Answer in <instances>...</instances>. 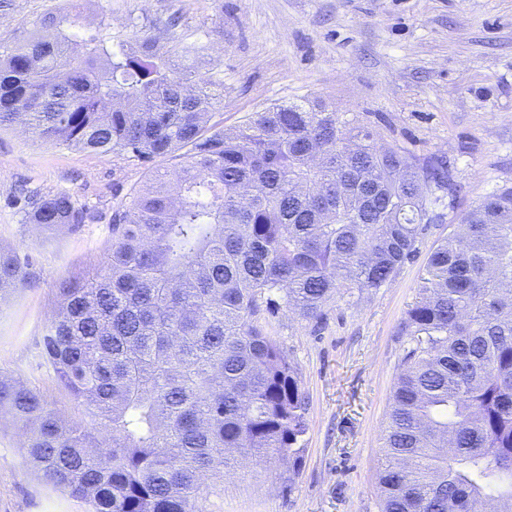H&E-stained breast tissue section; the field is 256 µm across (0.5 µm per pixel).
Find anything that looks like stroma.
<instances>
[{"label": "stroma", "instance_id": "stroma-1", "mask_svg": "<svg viewBox=\"0 0 512 512\" xmlns=\"http://www.w3.org/2000/svg\"><path fill=\"white\" fill-rule=\"evenodd\" d=\"M14 0L0 15V47L36 33L46 12L68 33L113 43L151 40L190 53L224 82L217 119L231 127L273 104L317 99L360 116L378 142L417 157L446 155L455 206L432 222L415 257L363 298L337 296L321 324L288 310L264 331L298 369L308 400L299 466L274 457L209 478L200 512H381L377 473L394 383L411 344L399 333L433 243L450 219L512 181V0ZM177 27H168L172 15ZM147 179L119 154L59 148L0 130V246L29 255L37 281L0 303V372L53 393L35 358L58 281L95 261L113 209ZM65 191L95 213L76 230L22 223L18 189ZM0 512H89L27 465L20 431L0 417Z\"/></svg>", "mask_w": 512, "mask_h": 512}]
</instances>
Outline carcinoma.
I'll list each match as a JSON object with an SVG mask.
<instances>
[{"instance_id":"obj_1","label":"carcinoma","mask_w":512,"mask_h":512,"mask_svg":"<svg viewBox=\"0 0 512 512\" xmlns=\"http://www.w3.org/2000/svg\"><path fill=\"white\" fill-rule=\"evenodd\" d=\"M64 21L48 13L46 35L0 50V127L171 169L112 211L100 269L57 285L37 358L60 398L0 373V414L91 512H198L217 467L304 450L307 398L262 316L318 322L337 293L392 281L456 192L450 162L308 100L226 130L219 80L154 43L76 41ZM15 205L43 233L95 219L65 191ZM34 284L29 256L0 248V300ZM418 288L382 512H482L489 497L512 512V185L450 221Z\"/></svg>"}]
</instances>
